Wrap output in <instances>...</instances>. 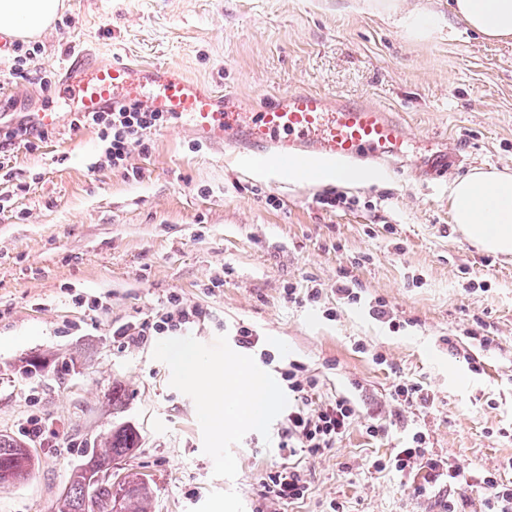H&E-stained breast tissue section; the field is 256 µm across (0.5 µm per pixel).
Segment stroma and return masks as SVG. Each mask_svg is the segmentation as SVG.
<instances>
[{
	"label": "stroma",
	"mask_w": 512,
	"mask_h": 512,
	"mask_svg": "<svg viewBox=\"0 0 512 512\" xmlns=\"http://www.w3.org/2000/svg\"><path fill=\"white\" fill-rule=\"evenodd\" d=\"M9 43L0 72L34 47L35 68L56 82L87 53L173 66L248 111L302 89L385 106L408 130L410 167H380L378 181L348 186L358 207L334 210L317 202L326 186L255 174L172 123L114 168L96 129L72 127L65 100L39 79L15 83L5 122L53 108L65 123L39 150L12 146L11 176L0 179L14 195L0 211V431L31 438L39 459L27 480L0 488V512H50L91 442L120 424L139 433L128 465L150 479L153 512H258L259 475L291 461L310 493L278 512H328L334 499L347 512H435L400 475L371 466L415 431L432 453L512 482V256L467 240L448 206L449 186L473 168H512V41L410 40L352 0H61L40 37ZM443 160L447 174L431 175ZM344 278L361 304L338 298ZM291 287L319 297L288 302ZM174 294L204 318L136 344L118 336L155 320ZM376 299L399 329L370 315ZM477 317L495 348L469 337ZM239 326L270 362L236 345ZM183 352L245 360L269 377L266 427L217 437L180 375ZM32 359L45 369L31 377ZM292 360L320 395L357 408L319 458L273 447ZM399 378L422 383L434 403L370 438L365 427ZM114 389L121 405L108 399ZM36 421L44 433L34 438Z\"/></svg>",
	"instance_id": "1"
}]
</instances>
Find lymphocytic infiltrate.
Returning a JSON list of instances; mask_svg holds the SVG:
<instances>
[{
  "mask_svg": "<svg viewBox=\"0 0 512 512\" xmlns=\"http://www.w3.org/2000/svg\"><path fill=\"white\" fill-rule=\"evenodd\" d=\"M169 113L156 112L138 102H118L99 112L77 115L74 127L97 128L104 155L112 167H123L133 151H147L149 135L163 128ZM282 379L288 390V409L282 419L278 447L295 456H323L335 447L352 425L356 409L342 395L316 400L317 383L300 362H289ZM377 470L393 469L414 479L416 497L436 499L438 512H460V504L472 483H480L487 492L486 512H512V484L495 471L472 476L463 467L433 454L424 432H414L387 460L374 461ZM260 484L264 495V512L274 506L304 499L309 491L302 469L289 465L265 473Z\"/></svg>",
  "mask_w": 512,
  "mask_h": 512,
  "instance_id": "lymphocytic-infiltrate-1",
  "label": "lymphocytic infiltrate"
}]
</instances>
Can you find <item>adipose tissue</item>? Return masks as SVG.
<instances>
[{"mask_svg":"<svg viewBox=\"0 0 512 512\" xmlns=\"http://www.w3.org/2000/svg\"><path fill=\"white\" fill-rule=\"evenodd\" d=\"M61 7V0H0V27L19 38L41 34ZM452 17L464 30L489 41L512 39V0H454ZM401 34L423 40L445 26L443 17L431 7L403 8L389 5ZM448 203L453 221L468 239L494 254L512 255V171L476 169L449 189ZM185 372L196 386L201 413L216 433L243 424L262 429L274 403V386L238 362L223 363L184 356Z\"/></svg>","mask_w":512,"mask_h":512,"instance_id":"ef3b65f1","label":"adipose tissue"}]
</instances>
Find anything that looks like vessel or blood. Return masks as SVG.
I'll return each mask as SVG.
<instances>
[{
  "instance_id": "obj_1",
  "label": "vessel or blood",
  "mask_w": 512,
  "mask_h": 512,
  "mask_svg": "<svg viewBox=\"0 0 512 512\" xmlns=\"http://www.w3.org/2000/svg\"><path fill=\"white\" fill-rule=\"evenodd\" d=\"M73 111L97 112L130 97L182 119L195 142L230 150L239 164L275 157L284 162L359 165L397 164L406 127L387 108L330 99L312 90L277 97L254 112H228L215 92L168 67H134L115 60L75 58L55 88Z\"/></svg>"
}]
</instances>
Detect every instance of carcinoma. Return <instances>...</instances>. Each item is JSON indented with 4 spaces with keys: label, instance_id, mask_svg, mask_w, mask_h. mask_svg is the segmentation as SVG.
I'll return each mask as SVG.
<instances>
[{
    "label": "carcinoma",
    "instance_id": "obj_1",
    "mask_svg": "<svg viewBox=\"0 0 512 512\" xmlns=\"http://www.w3.org/2000/svg\"><path fill=\"white\" fill-rule=\"evenodd\" d=\"M139 447V436L131 427L114 428L104 434L89 452V465L101 467L132 458ZM37 464V457L28 444L20 438L0 434V475L11 473L15 480L0 481L9 487L24 481ZM129 489L124 493L111 490L108 485L98 487L96 499L86 500L84 474L73 471L68 491L62 494L53 512H152L150 480L138 473L128 474Z\"/></svg>",
    "mask_w": 512,
    "mask_h": 512
}]
</instances>
